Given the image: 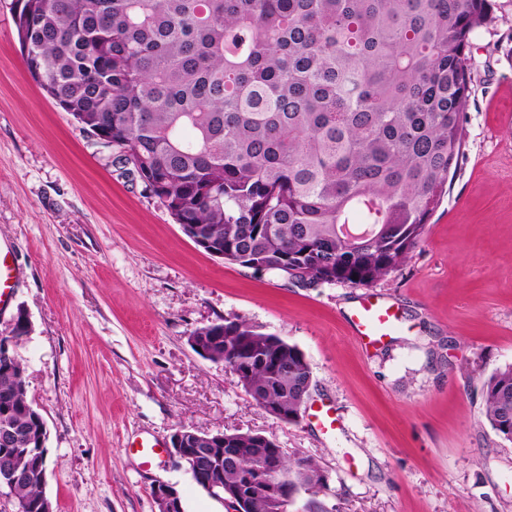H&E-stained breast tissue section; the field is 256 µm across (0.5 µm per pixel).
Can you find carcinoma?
<instances>
[{
    "mask_svg": "<svg viewBox=\"0 0 512 512\" xmlns=\"http://www.w3.org/2000/svg\"><path fill=\"white\" fill-rule=\"evenodd\" d=\"M492 0H24L26 71L89 133L107 132L183 233L224 261L303 287L371 286L424 240L464 155L477 30ZM271 416L295 424L312 375L295 344L242 319L196 329ZM490 428L512 443V365L482 384ZM47 440L23 359L0 358V428ZM237 449L224 495L245 512H330L329 477L260 433ZM14 497L40 512L46 460ZM288 500L266 491L269 477Z\"/></svg>",
    "mask_w": 512,
    "mask_h": 512,
    "instance_id": "carcinoma-1",
    "label": "carcinoma"
}]
</instances>
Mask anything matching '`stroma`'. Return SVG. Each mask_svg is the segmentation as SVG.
<instances>
[{"label":"stroma","instance_id":"obj_1","mask_svg":"<svg viewBox=\"0 0 512 512\" xmlns=\"http://www.w3.org/2000/svg\"><path fill=\"white\" fill-rule=\"evenodd\" d=\"M0 0V243L20 280L4 315L48 432L54 512H222L186 466L147 468L127 444L185 426L263 434L317 460L337 512H512V443L483 421L481 387L512 364V0L472 38L465 154L420 248L368 287H300L224 262L186 237L115 148L82 130L27 73ZM393 333L354 336L365 299ZM240 318L297 345L312 387L297 423L263 409L192 332ZM329 412L333 429L320 415ZM152 495L159 508L158 512H183L181 498L175 486L158 482L152 489Z\"/></svg>","mask_w":512,"mask_h":512}]
</instances>
